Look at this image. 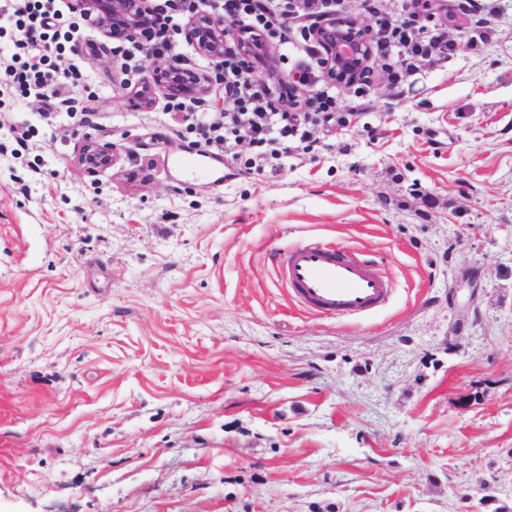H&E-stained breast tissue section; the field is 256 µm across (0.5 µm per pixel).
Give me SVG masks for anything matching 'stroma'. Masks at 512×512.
<instances>
[{
	"label": "stroma",
	"mask_w": 512,
	"mask_h": 512,
	"mask_svg": "<svg viewBox=\"0 0 512 512\" xmlns=\"http://www.w3.org/2000/svg\"><path fill=\"white\" fill-rule=\"evenodd\" d=\"M457 2L462 27L417 21L447 56L378 51L348 89L297 24L268 34L314 81L307 141L261 173L244 140L187 177L199 135L90 28L60 61L77 115L0 97V512L512 508V0ZM88 137L129 153L88 174ZM310 238L376 263L390 304L304 311L274 260Z\"/></svg>",
	"instance_id": "1"
}]
</instances>
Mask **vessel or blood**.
<instances>
[{
	"label": "vessel or blood",
	"instance_id": "1",
	"mask_svg": "<svg viewBox=\"0 0 512 512\" xmlns=\"http://www.w3.org/2000/svg\"><path fill=\"white\" fill-rule=\"evenodd\" d=\"M281 279L301 306L325 315L360 317L384 306L392 284L368 260L315 240L277 254Z\"/></svg>",
	"mask_w": 512,
	"mask_h": 512
}]
</instances>
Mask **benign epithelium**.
I'll list each match as a JSON object with an SVG mask.
<instances>
[{"label":"benign epithelium","instance_id":"benign-epithelium-1","mask_svg":"<svg viewBox=\"0 0 512 512\" xmlns=\"http://www.w3.org/2000/svg\"><path fill=\"white\" fill-rule=\"evenodd\" d=\"M415 5L427 10V16L436 13L454 22L458 14L448 0H413ZM78 8L87 25L104 39L103 50L114 41L123 42L153 29L156 11L150 0H78ZM182 32L192 50L208 61L211 68L222 67L227 41L235 44L249 73L255 66L272 59L270 44L248 33L243 24L229 20L217 11L193 12ZM308 36L317 46L323 68V77L341 88H349L366 77L373 57L377 33L349 15L334 10L325 11L322 20L308 27ZM265 76L288 92V102L301 101L303 91L298 78H284L272 69ZM216 81L212 75L183 67L178 58L150 57L144 70L142 83L134 96L145 107L155 101L160 92L169 98L202 101L214 91ZM124 148L115 143L100 144L92 138L85 139L79 160L89 172L107 170L120 158Z\"/></svg>","mask_w":512,"mask_h":512}]
</instances>
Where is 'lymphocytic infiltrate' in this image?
<instances>
[{
    "label": "lymphocytic infiltrate",
    "mask_w": 512,
    "mask_h": 512,
    "mask_svg": "<svg viewBox=\"0 0 512 512\" xmlns=\"http://www.w3.org/2000/svg\"><path fill=\"white\" fill-rule=\"evenodd\" d=\"M241 20L246 29L263 35L281 28L284 9L278 0H168L155 16L151 37L113 46L114 54L127 56L138 53L177 57L181 46L176 39L184 13L192 11L196 2ZM57 0H0V22L11 25V45L0 61V88L17 89L23 97H36L50 102L54 87L60 79H78L82 73L77 66L59 70L51 54H63L68 43L79 33L78 22H70L67 31L57 30L61 12ZM221 79L225 86L235 88L244 112H227L222 118L195 111L188 118L205 140L210 153H232L236 144L248 140L260 146L269 141L296 136L301 124L299 113L276 107L269 101V92L244 72L242 61L227 58Z\"/></svg>",
    "instance_id": "1"
}]
</instances>
